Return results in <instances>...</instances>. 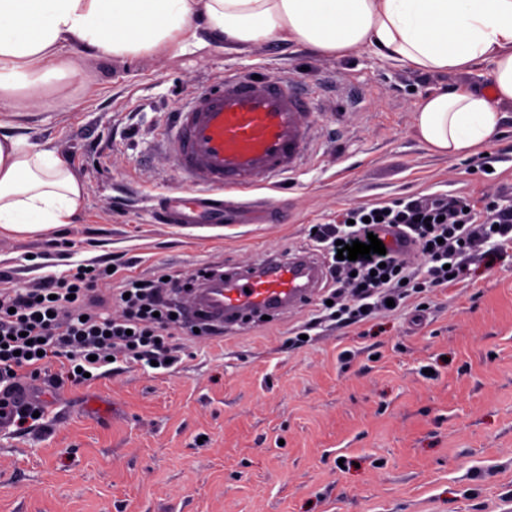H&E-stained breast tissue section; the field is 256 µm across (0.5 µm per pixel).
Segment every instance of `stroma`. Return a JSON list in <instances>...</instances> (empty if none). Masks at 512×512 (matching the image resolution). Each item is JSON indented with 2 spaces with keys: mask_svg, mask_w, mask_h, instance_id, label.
Returning <instances> with one entry per match:
<instances>
[{
  "mask_svg": "<svg viewBox=\"0 0 512 512\" xmlns=\"http://www.w3.org/2000/svg\"><path fill=\"white\" fill-rule=\"evenodd\" d=\"M76 76L7 113L6 134L54 150L84 187L50 235L0 230V290L80 264L187 282L308 251L338 212L448 194L512 203V102L493 141L434 152L416 102L439 88H490V63L427 74L366 45L324 55L288 39L229 47L206 30L178 53L131 59L68 49ZM234 72L291 74L317 105L304 166L253 191L273 224L162 223L178 187L164 157L172 116ZM70 241L69 249L57 241ZM459 284L366 322H327L292 345L314 304L166 339L168 369L124 366L47 391L43 412L0 431V512H512V246L473 256Z\"/></svg>",
  "mask_w": 512,
  "mask_h": 512,
  "instance_id": "obj_1",
  "label": "stroma"
}]
</instances>
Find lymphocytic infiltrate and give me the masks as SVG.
<instances>
[{
  "mask_svg": "<svg viewBox=\"0 0 512 512\" xmlns=\"http://www.w3.org/2000/svg\"><path fill=\"white\" fill-rule=\"evenodd\" d=\"M383 226L398 228L410 239L428 270L410 267L391 250L368 259H338V244L366 242L368 234ZM309 241L329 263L333 290L329 304L319 307L306 329L329 321L353 325L385 308L387 301L451 286L466 276L470 255L486 246L512 243V206L490 200L474 212L467 201L454 197L398 198L383 206L345 209L335 223L310 234ZM112 276L108 268L81 264L46 277L36 288L0 290L1 419L15 426L33 422V409L16 396L18 381L38 380L55 362L65 366L52 380L58 387L106 372L114 350L120 351L124 364L153 360L169 368L176 363L164 339L173 323L172 311L151 281L121 279L114 299L126 310L122 318L87 307V300Z\"/></svg>",
  "mask_w": 512,
  "mask_h": 512,
  "instance_id": "obj_1",
  "label": "lymphocytic infiltrate"
}]
</instances>
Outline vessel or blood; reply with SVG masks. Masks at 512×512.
<instances>
[{"label":"vessel or blood","mask_w":512,"mask_h":512,"mask_svg":"<svg viewBox=\"0 0 512 512\" xmlns=\"http://www.w3.org/2000/svg\"><path fill=\"white\" fill-rule=\"evenodd\" d=\"M318 130L315 102L293 80L225 76L174 116L165 143L181 186L161 201L165 223H227L224 193L268 187L295 173ZM322 281L323 267L310 254L272 257L193 307L227 323L274 317L310 303Z\"/></svg>","instance_id":"1"}]
</instances>
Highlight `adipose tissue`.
I'll list each match as a JSON object with an SVG mask.
<instances>
[{
    "mask_svg": "<svg viewBox=\"0 0 512 512\" xmlns=\"http://www.w3.org/2000/svg\"><path fill=\"white\" fill-rule=\"evenodd\" d=\"M203 21L220 42L285 37L327 54L381 43L424 73L492 65L491 91L420 97L416 129L435 152L470 154L512 101V0H0V99H31L71 64L68 43L115 58L184 49ZM84 196L55 151L0 137V229L40 235L72 223Z\"/></svg>",
    "mask_w": 512,
    "mask_h": 512,
    "instance_id": "ef3b65f1",
    "label": "adipose tissue"
}]
</instances>
